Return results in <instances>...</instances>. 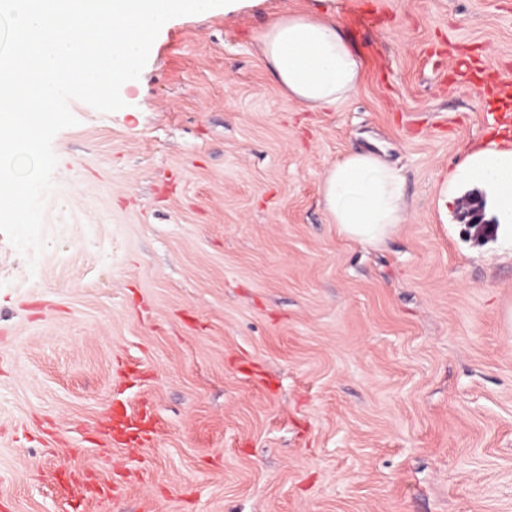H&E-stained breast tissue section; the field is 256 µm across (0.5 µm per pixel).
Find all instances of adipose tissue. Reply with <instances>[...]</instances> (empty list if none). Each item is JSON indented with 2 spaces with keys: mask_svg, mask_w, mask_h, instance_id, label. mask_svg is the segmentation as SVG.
<instances>
[{
  "mask_svg": "<svg viewBox=\"0 0 512 512\" xmlns=\"http://www.w3.org/2000/svg\"><path fill=\"white\" fill-rule=\"evenodd\" d=\"M258 47L288 102L311 112L350 100L364 79L363 58L327 15L290 12L259 35ZM462 186L483 193L498 239L512 245V144L466 150L448 173L446 201H455ZM321 196L339 234L371 247L390 237L408 209L399 170L369 151L353 150L338 160Z\"/></svg>",
  "mask_w": 512,
  "mask_h": 512,
  "instance_id": "obj_1",
  "label": "adipose tissue"
}]
</instances>
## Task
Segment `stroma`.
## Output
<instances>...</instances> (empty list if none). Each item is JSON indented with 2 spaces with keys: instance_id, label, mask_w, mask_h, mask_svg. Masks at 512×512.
I'll return each mask as SVG.
<instances>
[{
  "instance_id": "35a3bbf8",
  "label": "stroma",
  "mask_w": 512,
  "mask_h": 512,
  "mask_svg": "<svg viewBox=\"0 0 512 512\" xmlns=\"http://www.w3.org/2000/svg\"><path fill=\"white\" fill-rule=\"evenodd\" d=\"M329 13L356 95L288 103L257 38ZM512 0H239L169 20L124 108L74 101L36 268L0 234V512H512V250L440 209L491 137ZM385 153L377 248L321 185ZM324 208L344 237L377 247L403 224L408 209L398 169L369 151H349L321 186Z\"/></svg>"
}]
</instances>
